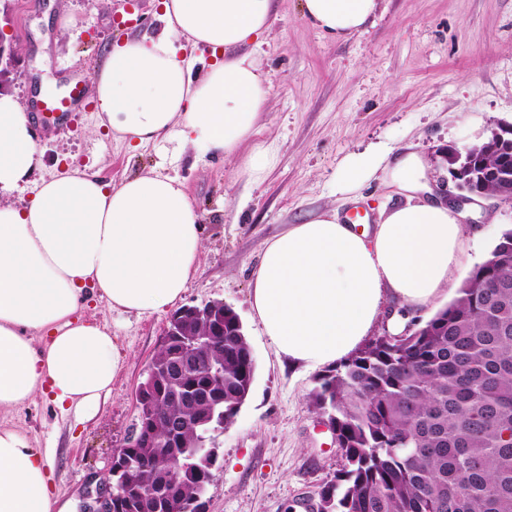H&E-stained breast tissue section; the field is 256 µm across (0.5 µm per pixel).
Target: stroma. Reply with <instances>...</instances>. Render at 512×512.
Returning a JSON list of instances; mask_svg holds the SVG:
<instances>
[{
    "label": "stroma",
    "instance_id": "35a3bbf8",
    "mask_svg": "<svg viewBox=\"0 0 512 512\" xmlns=\"http://www.w3.org/2000/svg\"><path fill=\"white\" fill-rule=\"evenodd\" d=\"M18 61L9 88L24 105L39 88L90 80L112 40L153 34L162 23L156 0H0ZM76 28L63 30L68 18ZM268 80L269 101L253 146L268 147L275 165L261 179L239 157L201 156L173 142L136 149L96 128L97 109L74 112L44 133L33 124L42 164L0 201L17 202L60 164L93 168L106 179L150 170L176 178L203 226L198 270L181 303L221 302L239 315L255 358L250 394L232 424L215 434L217 460L207 512H307L340 463L335 436L310 395L317 370L279 356L251 309L250 284L263 244L289 225L341 207L337 184L345 163L364 154L391 161L413 146L427 160L426 179L442 198L456 191L447 152L512 125V0H379L373 25L345 39L304 17L301 0H275L268 33L248 45ZM468 239L441 304L491 256L512 228V203L472 196ZM85 319L106 325L124 361L95 416L75 423L41 397L6 415L33 447L53 452V486L84 498L91 478L109 468L138 415L136 391L159 349L168 313L141 317L89 303Z\"/></svg>",
    "mask_w": 512,
    "mask_h": 512
}]
</instances>
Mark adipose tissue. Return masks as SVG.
<instances>
[{
    "mask_svg": "<svg viewBox=\"0 0 512 512\" xmlns=\"http://www.w3.org/2000/svg\"><path fill=\"white\" fill-rule=\"evenodd\" d=\"M163 30L108 48L91 79L98 124L129 146L168 139L198 155L233 156L266 109L268 88L245 46L269 30L274 0H159ZM378 0H302L316 28L345 38L365 30ZM212 61L192 79L193 51ZM41 164L25 107L0 95V190ZM412 150L385 178L401 204L373 233L338 210L265 243L251 306L277 354L319 368L358 349L386 304L432 305L460 264L464 212L430 196ZM203 249L200 217L182 185L154 171L106 182L70 167L41 180L23 205L0 202V415L51 398L91 419L120 367L115 336L77 313L90 292L112 310L163 313L182 298ZM47 454L0 423V512H74L54 493Z\"/></svg>",
    "mask_w": 512,
    "mask_h": 512,
    "instance_id": "obj_1",
    "label": "adipose tissue"
}]
</instances>
